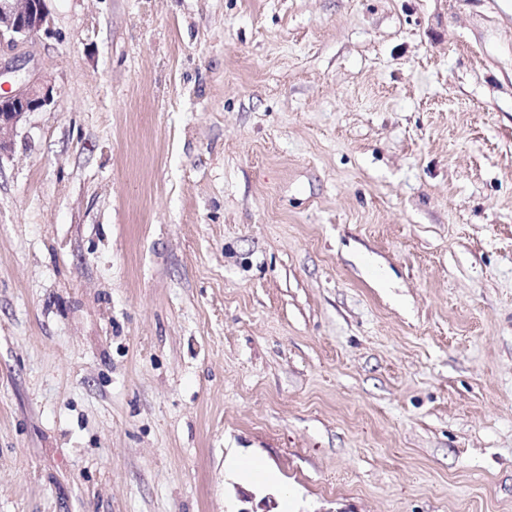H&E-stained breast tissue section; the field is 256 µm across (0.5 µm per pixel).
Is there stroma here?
<instances>
[{"mask_svg": "<svg viewBox=\"0 0 512 512\" xmlns=\"http://www.w3.org/2000/svg\"><path fill=\"white\" fill-rule=\"evenodd\" d=\"M47 6L0 512H512V0ZM229 469L234 476L243 482L261 481L275 483L278 481L277 474L264 467L255 458H238L229 463Z\"/></svg>", "mask_w": 512, "mask_h": 512, "instance_id": "stroma-1", "label": "stroma"}]
</instances>
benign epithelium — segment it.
I'll use <instances>...</instances> for the list:
<instances>
[{
    "label": "benign epithelium",
    "instance_id": "benign-epithelium-1",
    "mask_svg": "<svg viewBox=\"0 0 512 512\" xmlns=\"http://www.w3.org/2000/svg\"><path fill=\"white\" fill-rule=\"evenodd\" d=\"M52 34L46 0H0V45L14 51ZM22 57L0 60V77L9 89L0 93V160L12 151L14 136L26 117L52 104L54 85L24 69Z\"/></svg>",
    "mask_w": 512,
    "mask_h": 512
}]
</instances>
